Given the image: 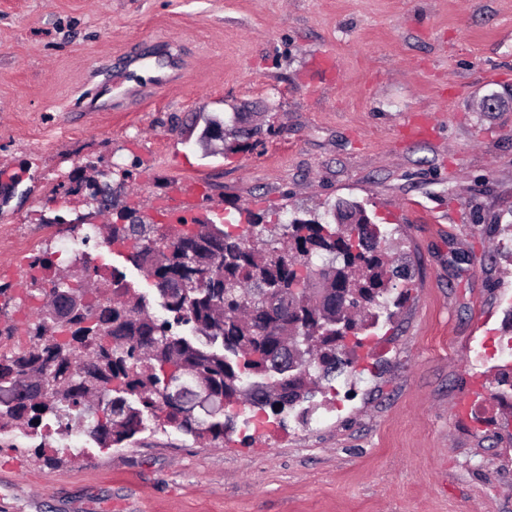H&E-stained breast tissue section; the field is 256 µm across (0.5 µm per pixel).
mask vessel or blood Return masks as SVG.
<instances>
[{"label": "vessel or blood", "mask_w": 512, "mask_h": 512, "mask_svg": "<svg viewBox=\"0 0 512 512\" xmlns=\"http://www.w3.org/2000/svg\"><path fill=\"white\" fill-rule=\"evenodd\" d=\"M183 66L172 51L153 59L143 55L126 57L118 76L100 82L95 95L96 111L109 112L122 108L134 97L152 96L179 80Z\"/></svg>", "instance_id": "b4317fda"}]
</instances>
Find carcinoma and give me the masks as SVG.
<instances>
[{"mask_svg": "<svg viewBox=\"0 0 512 512\" xmlns=\"http://www.w3.org/2000/svg\"><path fill=\"white\" fill-rule=\"evenodd\" d=\"M228 130L245 150L259 125ZM354 224L328 217L265 224L238 232L213 222L150 224L133 210L107 224L105 242L131 248L154 278L167 316L112 275V301L94 308L89 290L51 277L29 344L0 355V429L38 432L40 421L90 419L104 448L144 429V418L222 444L234 432L233 405L253 375L248 407L280 416L312 398V386L350 366L359 335L388 312L407 265L385 256L386 235L359 204L338 199ZM192 332L193 339L184 335ZM356 338L345 343L347 332ZM212 393L205 417L195 391Z\"/></svg>", "mask_w": 512, "mask_h": 512, "instance_id": "carcinoma-1", "label": "carcinoma"}]
</instances>
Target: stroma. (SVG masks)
Masks as SVG:
<instances>
[{
    "mask_svg": "<svg viewBox=\"0 0 512 512\" xmlns=\"http://www.w3.org/2000/svg\"><path fill=\"white\" fill-rule=\"evenodd\" d=\"M178 45L184 74L120 112L83 106L127 52ZM333 51L334 79L314 65ZM496 71L489 79L488 71ZM501 98L497 112L480 98ZM265 115L245 151L199 138ZM422 114L430 138L404 135ZM112 170V207L168 223L285 224L358 202L408 263L392 320L362 333L348 372L306 416L243 409L219 446L147 423L121 448L0 430V512H512V397L454 415L512 353V0H0V328L37 314L17 232L90 211L71 181ZM164 317L128 249L88 246Z\"/></svg>",
    "mask_w": 512,
    "mask_h": 512,
    "instance_id": "35a3bbf8",
    "label": "stroma"
}]
</instances>
